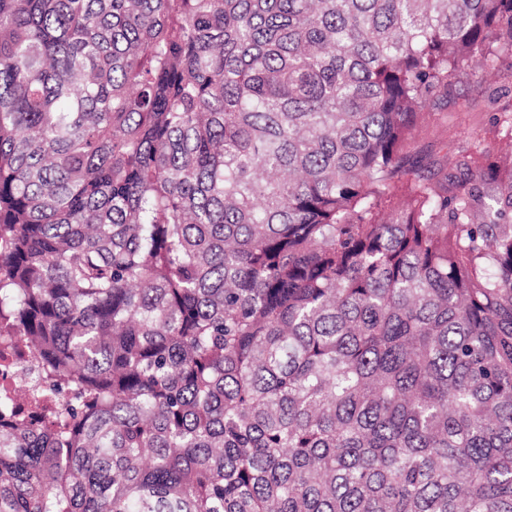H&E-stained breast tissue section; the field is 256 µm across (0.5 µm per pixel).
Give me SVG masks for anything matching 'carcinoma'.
<instances>
[{
    "mask_svg": "<svg viewBox=\"0 0 512 512\" xmlns=\"http://www.w3.org/2000/svg\"><path fill=\"white\" fill-rule=\"evenodd\" d=\"M512 0H0V512H512ZM512 54H503L495 66L475 68L455 83L453 93L434 102L427 123L410 146V153L430 160H445L446 152L476 139L496 151L490 133L493 113L512 109Z\"/></svg>",
    "mask_w": 512,
    "mask_h": 512,
    "instance_id": "carcinoma-1",
    "label": "carcinoma"
}]
</instances>
